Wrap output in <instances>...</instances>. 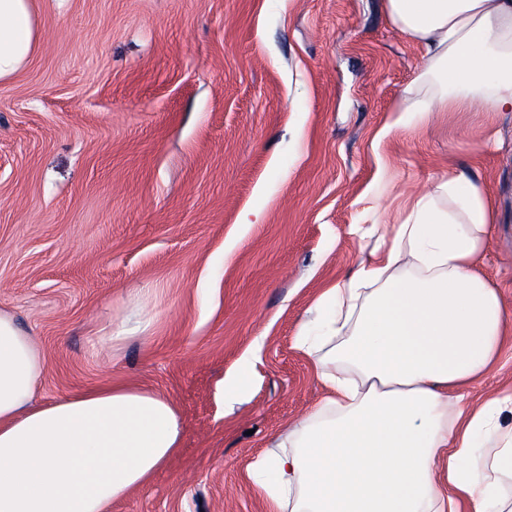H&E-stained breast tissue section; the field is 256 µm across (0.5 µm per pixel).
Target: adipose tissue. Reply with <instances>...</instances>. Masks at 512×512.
Wrapping results in <instances>:
<instances>
[{"label": "adipose tissue", "instance_id": "adipose-tissue-1", "mask_svg": "<svg viewBox=\"0 0 512 512\" xmlns=\"http://www.w3.org/2000/svg\"><path fill=\"white\" fill-rule=\"evenodd\" d=\"M386 9L421 50L403 111L422 125L455 107L512 112V0H386ZM38 39L32 0H0V81ZM408 206L297 334L331 394L251 466L276 512H512L501 494L512 432L499 425L512 391L474 411L463 404L512 335L497 288L476 268L494 201L451 172ZM44 375L36 338L0 312V512H110L178 448L168 399L108 386L38 404Z\"/></svg>", "mask_w": 512, "mask_h": 512}]
</instances>
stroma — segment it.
<instances>
[{
  "mask_svg": "<svg viewBox=\"0 0 512 512\" xmlns=\"http://www.w3.org/2000/svg\"><path fill=\"white\" fill-rule=\"evenodd\" d=\"M33 6L0 83V311L40 342L36 401L146 389L183 425L112 512H272L248 467L327 394L297 332L377 245L352 227L381 207L391 234L431 179L494 197L479 269L512 316V112L398 114L421 57L385 0ZM510 388L512 338L465 403Z\"/></svg>",
  "mask_w": 512,
  "mask_h": 512,
  "instance_id": "stroma-1",
  "label": "stroma"
}]
</instances>
